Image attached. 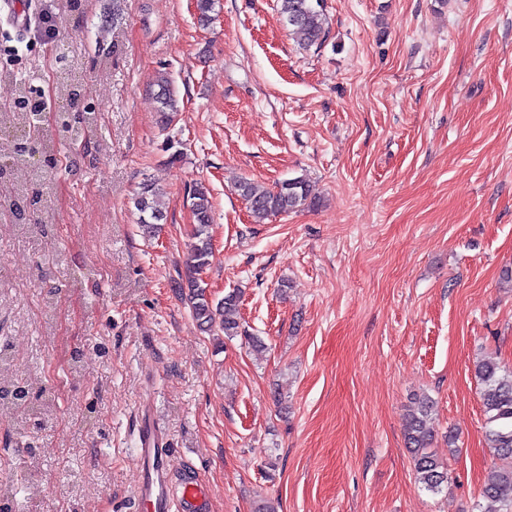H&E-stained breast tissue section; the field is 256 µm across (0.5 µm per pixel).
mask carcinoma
<instances>
[{
    "instance_id": "cac0c4a2",
    "label": "carcinoma",
    "mask_w": 512,
    "mask_h": 512,
    "mask_svg": "<svg viewBox=\"0 0 512 512\" xmlns=\"http://www.w3.org/2000/svg\"><path fill=\"white\" fill-rule=\"evenodd\" d=\"M279 11L288 25L305 33L311 45L321 44L326 36L320 0H278ZM68 64L65 58L56 61V91L71 111L61 112L56 122L58 134L71 142L87 143L96 126L97 116L93 112H76L78 100L83 96L80 85L67 77ZM30 85L21 82L16 89L15 107L10 113L35 133L41 135L45 146L52 147L53 138L49 129L42 125L41 108L27 109ZM158 111L166 115L177 111L174 88L163 79L155 93ZM239 195L247 202L252 216L258 222L295 211L301 207L318 205L312 196L310 185L302 177L282 180L272 189L264 188L250 180H242L237 186ZM139 212V224L151 233L164 219L166 203L151 189L134 200ZM191 210L194 217L193 242L186 261V300L198 326L208 332L220 331L228 339L243 334L239 314L240 295L233 290L219 301L210 298L207 285L198 274L208 263L212 250L209 226L212 219V204L204 187L194 189L191 194ZM474 375L482 385L481 399L485 416V435L490 448L500 459H512V369L501 365L492 357L485 358L474 367ZM434 401L425 395L414 402L407 414L404 432L406 446L412 455L416 478L422 486L433 493L442 491L448 482V470L444 463L430 451L432 443V415ZM480 512H512V467L495 469L483 483L480 492Z\"/></svg>"
}]
</instances>
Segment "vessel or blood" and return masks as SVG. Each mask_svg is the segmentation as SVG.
Listing matches in <instances>:
<instances>
[{"mask_svg": "<svg viewBox=\"0 0 512 512\" xmlns=\"http://www.w3.org/2000/svg\"><path fill=\"white\" fill-rule=\"evenodd\" d=\"M140 477L134 501L135 512H203L207 492L201 485L185 483L180 492L170 485V450L163 433L152 424L139 432Z\"/></svg>", "mask_w": 512, "mask_h": 512, "instance_id": "vessel-or-blood-1", "label": "vessel or blood"}]
</instances>
